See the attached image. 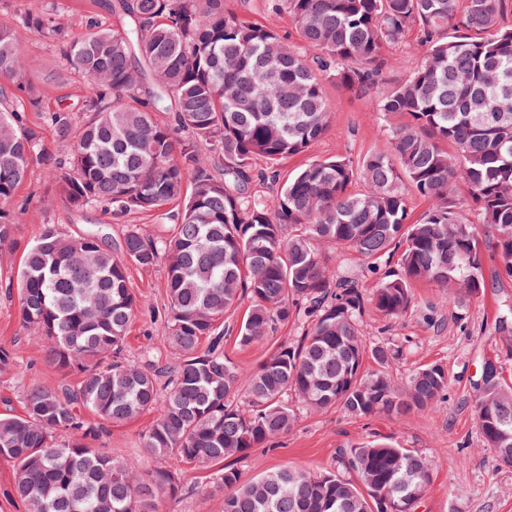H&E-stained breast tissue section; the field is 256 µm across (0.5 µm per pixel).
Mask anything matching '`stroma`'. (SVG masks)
I'll return each mask as SVG.
<instances>
[{"mask_svg":"<svg viewBox=\"0 0 512 512\" xmlns=\"http://www.w3.org/2000/svg\"><path fill=\"white\" fill-rule=\"evenodd\" d=\"M106 2L0 0V23L15 24L18 15L36 3L52 10L73 31H85L90 19L98 27L109 29L116 20ZM225 7L242 20L278 30L290 42L299 40L287 13L272 11L268 0H225ZM17 44L26 78L43 90L39 108L27 109L26 116L30 123L42 127L41 149L50 157L56 143L49 116L54 112L80 113L86 80L40 36L18 30ZM324 90L331 111L329 127L311 151L279 162L280 179H287L314 159L344 157L358 166L370 155L390 148V131L401 119L378 111L382 88L355 95L330 79ZM14 207L16 245L0 250V346L13 351L15 366L11 371L0 372V413L20 411L23 395L34 385L76 381L75 376L46 363L40 336L21 321L18 294L7 290L9 281L17 277L24 247L36 239L43 225H58L72 236L98 232L105 247L116 255L128 226L165 237L178 224L181 211L174 203L155 213L116 217L99 207H72L59 196L54 179L38 163L19 188ZM485 253V273L495 277L496 282L484 298L470 302L465 320H457L455 308L449 307L447 290L429 284L416 286L410 308L399 318H384L370 308L361 317L368 341L400 347L402 354L391 367L395 380L407 381L415 369L427 364L447 369L448 393L438 409L419 411L397 421L387 416L353 417L337 407L313 411L301 406L296 424L280 439L277 448L251 449L244 457L226 460V467L236 470L244 483L286 466L337 472L341 469L336 459L338 449L388 437L432 463L430 485L415 512H512V467L502 466L494 450L484 445L474 416V384L485 358L496 359L503 377L512 382V346L494 329L503 307H512V279L496 278L498 262L493 258V246H486ZM129 286L142 307L127 338L125 356L139 362L171 363L173 355L161 341L168 309L164 268L131 269ZM243 314L240 308L225 314L224 352L245 372L259 365L278 346L297 342L304 332L301 323L291 322L278 326L269 337L242 347L235 338ZM154 418L150 412L137 421L108 427L97 441V448L133 460L145 474L163 469L164 461L146 454L141 446V435ZM216 472L213 466L185 467V493L179 500L165 504L164 512H222L224 491L216 485Z\"/></svg>","mask_w":512,"mask_h":512,"instance_id":"obj_1","label":"stroma"}]
</instances>
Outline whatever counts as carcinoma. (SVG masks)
Listing matches in <instances>:
<instances>
[{
    "instance_id": "obj_1",
    "label": "carcinoma",
    "mask_w": 512,
    "mask_h": 512,
    "mask_svg": "<svg viewBox=\"0 0 512 512\" xmlns=\"http://www.w3.org/2000/svg\"><path fill=\"white\" fill-rule=\"evenodd\" d=\"M118 27L90 24L72 34L35 6L18 26L0 24V74L16 78L14 99L38 107L24 75L21 27L52 43L87 79L82 116H52L67 169L47 167L62 199L105 205L116 215L156 211L184 198L174 234L150 238L131 226L121 254L98 234L69 236L46 224L18 273L20 316L45 341L48 363L80 373L76 387L36 385L21 415L0 414V459L15 467L28 512H162L184 490L183 466L243 457L297 421L294 402L337 406L359 417L403 420L439 406L448 391L441 365L401 386L390 368L399 350L370 345L360 318L370 307L392 319L423 282L449 289L465 315L485 293V238L498 276L512 278V23L508 0H276L311 53L265 25L240 19L224 0H112ZM423 51L406 79L378 99L385 115L407 117L391 146L354 168L314 159L280 183L273 204L244 195L274 183L275 164L311 150L329 126L324 80L364 94L384 81L386 46L409 25ZM39 128L0 101V248L14 243L13 201L33 163ZM455 152L450 153L447 146ZM364 189L354 190L355 181ZM430 203L410 221L403 183ZM478 221L463 219L457 185ZM365 259L398 254L401 272L365 291L339 276L326 248ZM164 265L168 296L162 338L172 367L123 355L141 308L128 270ZM250 301L236 341L247 346L278 324L307 323L244 375L224 354V314ZM372 368H365L366 362ZM476 385L484 444L512 467V385L497 366ZM245 387L249 404L236 402ZM163 403L141 435L145 452L167 462L142 475L129 460L88 439ZM100 420L86 424L78 407ZM358 483L326 471L288 467L242 483L218 472L223 512H413L430 484L431 461L385 439L339 449Z\"/></svg>"
}]
</instances>
